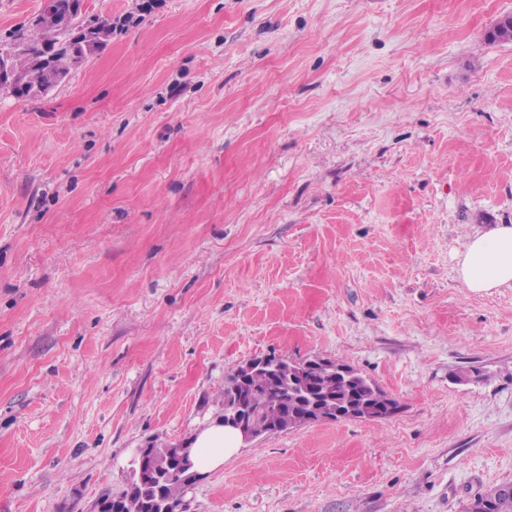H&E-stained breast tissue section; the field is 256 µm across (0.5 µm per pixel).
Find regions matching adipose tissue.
I'll list each match as a JSON object with an SVG mask.
<instances>
[{
  "label": "adipose tissue",
  "instance_id": "ef3b65f1",
  "mask_svg": "<svg viewBox=\"0 0 512 512\" xmlns=\"http://www.w3.org/2000/svg\"><path fill=\"white\" fill-rule=\"evenodd\" d=\"M459 277L473 292L512 287V226L500 224L474 236L458 260ZM240 434L216 419L196 431L189 448L197 472H212L241 448Z\"/></svg>",
  "mask_w": 512,
  "mask_h": 512
}]
</instances>
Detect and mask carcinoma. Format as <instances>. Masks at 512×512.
<instances>
[{
  "label": "carcinoma",
  "instance_id": "carcinoma-1",
  "mask_svg": "<svg viewBox=\"0 0 512 512\" xmlns=\"http://www.w3.org/2000/svg\"><path fill=\"white\" fill-rule=\"evenodd\" d=\"M76 0H44L42 21L26 29L17 30L14 36L23 37V45L40 50L49 43L66 39L76 30L90 29L91 42L81 56L71 59L60 54L55 68L50 72L32 65L27 52L14 50L13 65L17 80L25 84L22 99H32L61 83L72 70L86 63L102 50L112 37V20L101 14H74L72 26L61 29L59 24L71 14ZM274 369H260L250 374L242 383L224 386V409L231 411L240 406L247 409L257 432L261 435L285 431L297 426L308 414L309 396L319 399V411L327 421L340 420L341 411L362 406L376 405L375 394L380 387L361 373L353 379L343 378L335 371L317 370L299 366L286 357L271 356ZM301 367L298 382L291 386V371ZM181 448L158 447L147 450L146 464L156 470L157 478L148 483L134 481L118 495L114 512H181L186 488L192 482L190 472L178 471ZM466 512H512V490L496 486L477 496L466 507Z\"/></svg>",
  "mask_w": 512,
  "mask_h": 512
}]
</instances>
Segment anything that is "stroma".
<instances>
[{"mask_svg":"<svg viewBox=\"0 0 512 512\" xmlns=\"http://www.w3.org/2000/svg\"><path fill=\"white\" fill-rule=\"evenodd\" d=\"M122 20L0 92V512H93L248 360L331 358L385 420L260 436L186 512H463L512 483V0H86ZM458 271L472 292L512 287V226L498 224L470 239L459 255Z\"/></svg>","mask_w":512,"mask_h":512,"instance_id":"1","label":"stroma"}]
</instances>
